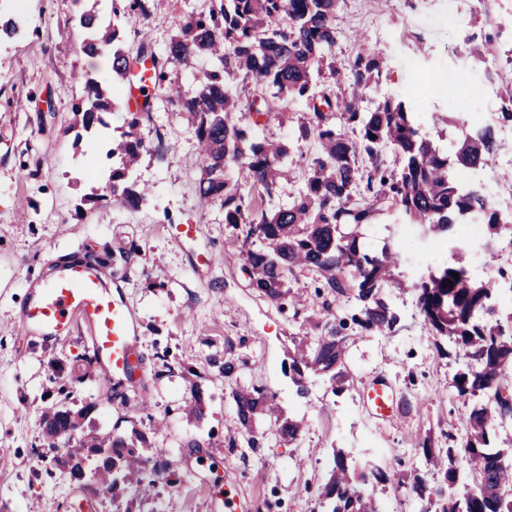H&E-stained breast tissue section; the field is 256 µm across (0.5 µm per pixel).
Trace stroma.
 Masks as SVG:
<instances>
[{"label": "stroma", "mask_w": 512, "mask_h": 512, "mask_svg": "<svg viewBox=\"0 0 512 512\" xmlns=\"http://www.w3.org/2000/svg\"><path fill=\"white\" fill-rule=\"evenodd\" d=\"M206 2L145 0L144 10L116 19L111 0H99L98 13L104 24H117L133 52L144 37L162 48ZM79 9L75 0H25L17 11L0 0V17L20 16L24 27L0 42V512H213L215 494L227 487L249 512H322L316 491L330 477L334 450L351 467L371 462L401 475L424 468L416 439L445 447L460 432L463 406L449 384L461 360L443 356L408 317L396 333L356 337L341 392L317 380L298 398L283 367L292 338L305 332L302 322L249 286L243 231L225 224L220 202L200 196L194 132L164 93L143 133L162 134L173 148L144 156L135 170L136 187L146 193L139 209L84 201L111 162L105 144L89 136L78 142L66 131L82 93L74 74L107 75L73 47ZM471 34L485 46L484 60L468 53ZM362 47L384 60L363 109L387 98L405 102L428 137L446 116L500 127L503 109L512 107V0H343L335 68ZM362 233L374 249L399 244L395 274L404 282L439 253L436 242L409 233L407 218L393 208L381 207ZM72 256L96 260L105 283L123 288L136 314L139 369L120 391L101 368L92 380L69 382L71 367L89 354L85 327L58 342L17 327L32 283ZM230 354L241 361L239 384L265 388L286 414L302 419L296 440L271 436L262 421L260 447H243L229 384L210 364ZM380 375L399 406L386 419L363 399ZM63 384L70 407L90 409L84 433L144 435L179 482L147 497L132 487L115 499L95 497L93 462L78 476L53 466L40 414ZM197 392L204 398L199 417L185 409ZM129 394L146 408L126 402Z\"/></svg>", "instance_id": "stroma-1"}]
</instances>
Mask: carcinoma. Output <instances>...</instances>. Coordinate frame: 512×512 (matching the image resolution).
<instances>
[{"instance_id": "cac0c4a2", "label": "carcinoma", "mask_w": 512, "mask_h": 512, "mask_svg": "<svg viewBox=\"0 0 512 512\" xmlns=\"http://www.w3.org/2000/svg\"><path fill=\"white\" fill-rule=\"evenodd\" d=\"M96 2L80 13L79 52L94 56L112 47L111 74L104 79L77 75L84 97L71 105L70 128L87 133L109 127L114 97L123 95L134 67L151 61L153 86L168 83V99L193 127L201 156L200 194L220 201L224 223L235 229L245 225L242 272L250 286L281 309L293 306L296 317L304 304L291 282L304 273L315 276V297L322 300L313 321L316 335L288 353L297 397H307L312 377L328 378L334 391L342 388L353 337L402 328L392 303L400 251L389 242L378 252L360 242L361 228L377 205L399 209L443 245L471 216L485 224L489 247L512 225V215L493 208L481 185L465 187L458 178L512 146L493 128L465 130L452 156L421 133L420 118L404 102L388 98L365 111L362 93L379 83L384 69L371 49L359 50L345 67L350 92L317 84L315 75L336 44L339 0H209L161 51L142 42L133 55L121 45L118 29L102 25ZM143 8V0H112V17ZM200 59L210 67L192 88L171 78L169 68ZM288 99L306 104L308 112L295 140H271L264 130L279 116L278 103ZM154 100V92H143L127 128L112 137L106 152L112 171L86 199L140 207L145 193L129 183L130 172L142 155L170 149L160 133L152 140L141 133L152 123ZM296 156L306 160L309 173L297 195L276 205L279 181ZM246 186L261 192L259 203L245 200ZM450 251V259L427 267L411 288L428 340L439 349L450 346L455 358L464 360L451 384L464 405L461 446L435 448L427 438L418 440L427 471L404 477L375 466L355 475L339 449L330 478L318 491L325 512H381V503L360 489L373 483L393 484L434 512H512V440L498 442L512 425V312L500 316L491 280L475 278L464 254ZM333 302L346 306L345 313L331 316ZM211 364L227 380L240 367L228 356ZM230 395L247 447H259L256 425L263 419L282 439L293 441L300 434L302 421L285 416L263 388L235 386ZM90 411L75 412L62 401L47 406L41 426L50 450L55 441L77 434L80 419ZM147 450L142 437L87 434L79 447L69 449L68 459L55 455L53 461L75 473L94 458L101 492L115 498L134 485L146 496L161 480L178 481Z\"/></svg>"}]
</instances>
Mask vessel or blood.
Masks as SVG:
<instances>
[{
	"mask_svg": "<svg viewBox=\"0 0 512 512\" xmlns=\"http://www.w3.org/2000/svg\"><path fill=\"white\" fill-rule=\"evenodd\" d=\"M90 330V356L113 376L124 378L137 366L136 319L120 290L108 289L97 267L86 260H67L39 288L19 315L22 331L37 332L47 341L70 336L76 325ZM391 385L374 379L365 390L372 412L385 416L391 405Z\"/></svg>",
	"mask_w": 512,
	"mask_h": 512,
	"instance_id": "vessel-or-blood-1",
	"label": "vessel or blood"
}]
</instances>
